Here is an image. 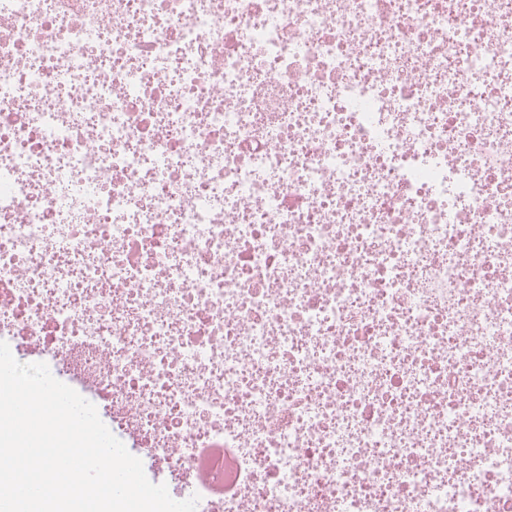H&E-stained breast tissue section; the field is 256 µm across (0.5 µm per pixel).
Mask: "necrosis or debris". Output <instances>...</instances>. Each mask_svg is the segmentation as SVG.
<instances>
[{
  "mask_svg": "<svg viewBox=\"0 0 512 512\" xmlns=\"http://www.w3.org/2000/svg\"><path fill=\"white\" fill-rule=\"evenodd\" d=\"M0 336L197 512H512V0H0ZM135 452H130L134 456L141 459L143 463L144 472L147 478L154 484L165 483L167 485L169 494L172 498L180 496L183 483L174 479L168 471H155L153 472L150 467V460L141 448L135 447Z\"/></svg>",
  "mask_w": 512,
  "mask_h": 512,
  "instance_id": "obj_1",
  "label": "necrosis or debris"
}]
</instances>
